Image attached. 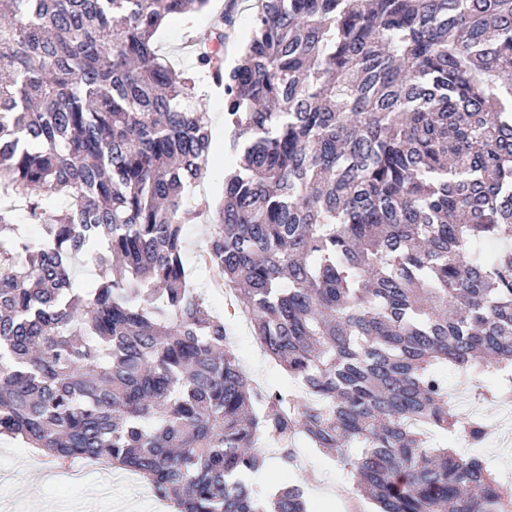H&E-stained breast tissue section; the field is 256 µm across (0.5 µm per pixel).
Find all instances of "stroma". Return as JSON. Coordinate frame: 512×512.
<instances>
[{
    "label": "stroma",
    "mask_w": 512,
    "mask_h": 512,
    "mask_svg": "<svg viewBox=\"0 0 512 512\" xmlns=\"http://www.w3.org/2000/svg\"><path fill=\"white\" fill-rule=\"evenodd\" d=\"M257 9L258 0H211L208 8L191 22L179 17L163 22L158 32L159 49L178 67L192 69V37L207 34L218 23L221 13L228 10L233 14L234 23L225 29L224 57L227 64H234L250 38ZM199 103L208 117L212 160L195 192L217 202L224 193V145L230 132L224 124L220 93L206 91L200 95ZM236 332L238 339L233 347L248 376L269 388H283L284 374L256 345L250 323L237 322ZM304 454L309 460L307 467L288 469L273 460L265 471L254 476V484L263 489L279 484L303 486L308 512H374L373 504L355 490L347 471L337 468L330 457L317 449H305ZM56 464V459L51 457L26 454L20 441L1 436L0 506L5 512H126L125 506L130 502L137 504V512H172L168 501L136 498L129 488L110 482L97 472L87 473L77 480L45 478V470ZM23 469L28 471V478L16 479V472Z\"/></svg>",
    "instance_id": "stroma-1"
}]
</instances>
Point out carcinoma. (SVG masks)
<instances>
[{"instance_id":"carcinoma-1","label":"carcinoma","mask_w":512,"mask_h":512,"mask_svg":"<svg viewBox=\"0 0 512 512\" xmlns=\"http://www.w3.org/2000/svg\"><path fill=\"white\" fill-rule=\"evenodd\" d=\"M209 3L0 0V435L132 471L178 512H307L302 487L251 482V448L287 467L298 439L378 512H500L507 487L448 446L487 434L448 373L512 393L478 378L512 366V0H260L231 69L221 21L195 55L230 130L216 206L194 194L195 78L154 40ZM202 215L294 396L252 386L191 288ZM81 258L97 278L75 288ZM201 224H187L184 228L186 265L191 269H198L204 263L206 242L201 232Z\"/></svg>"}]
</instances>
